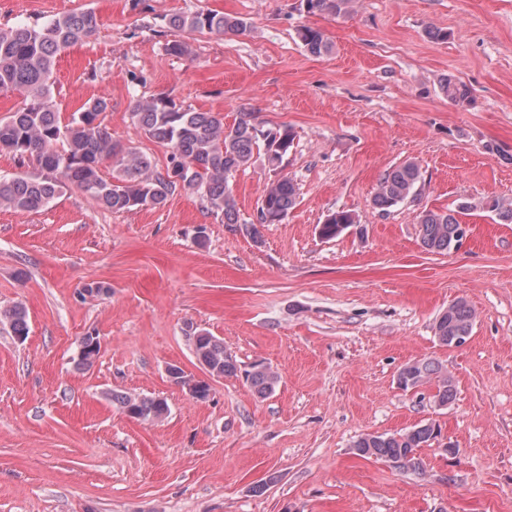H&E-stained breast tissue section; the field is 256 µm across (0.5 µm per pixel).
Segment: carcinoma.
Listing matches in <instances>:
<instances>
[{
	"label": "carcinoma",
	"mask_w": 512,
	"mask_h": 512,
	"mask_svg": "<svg viewBox=\"0 0 512 512\" xmlns=\"http://www.w3.org/2000/svg\"><path fill=\"white\" fill-rule=\"evenodd\" d=\"M309 14L337 15L347 12L352 0H302ZM165 25L183 33H208L215 36L244 35L248 22L237 15L214 9L180 12L164 17ZM99 17L83 9L45 22H19L0 29V95L12 94L19 104L8 119L0 121V150L32 161L37 173L29 176H0V206L17 212H33L49 206L61 191L74 186L97 204L112 212L153 209L166 204L177 190L198 196L205 207L220 214L226 224H241L255 241H260L259 224H279L296 205L299 187L288 177H280L266 187L258 207L256 222L241 219L229 180L262 155L268 165L277 167L294 142L291 127L262 131L252 122V114L239 113L236 121L224 125L214 112L184 107L164 95L137 98L130 104L131 121L144 135L170 146L167 163L158 170L153 159L126 148L112 138L101 115L109 109L104 99L84 103L68 120L61 119L53 100V73L57 58L72 46L82 43L97 31ZM298 39L313 57L327 54L331 44L322 29L304 25ZM444 95L452 102L471 100V90L463 81L448 77L441 83ZM112 167L105 178L101 165ZM422 174L413 162L390 167L378 181L374 205L388 211L419 195ZM489 211L504 224H512V201H486ZM474 209L470 202L440 212L423 210L417 216L421 246L432 254H447L455 248L457 214ZM356 223L348 211H336L319 226L324 239L339 236ZM0 321L16 338L29 333L27 314L20 305L0 309ZM474 312L458 300L442 312L433 325L439 344L453 346L457 337L472 332ZM192 351L198 364L210 374L231 377L239 367L224 343L201 330L192 337ZM246 382L261 398L271 395L279 381L277 372L256 364L244 371ZM399 385L418 394L430 390L429 399L446 407L456 396L453 378L433 361L408 363L398 372ZM112 400L132 418L153 421L169 413L167 400L155 396L113 393ZM440 434L433 423H419L394 433H367L353 444V454L375 459L399 470L419 471L423 467L418 449L430 445Z\"/></svg>",
	"instance_id": "carcinoma-1"
}]
</instances>
